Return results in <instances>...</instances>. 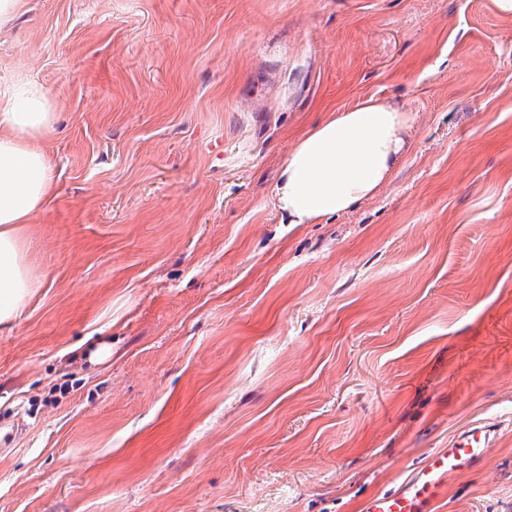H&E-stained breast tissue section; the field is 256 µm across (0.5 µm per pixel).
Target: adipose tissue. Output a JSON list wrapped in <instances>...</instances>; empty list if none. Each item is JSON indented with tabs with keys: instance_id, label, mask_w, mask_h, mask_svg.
Here are the masks:
<instances>
[{
	"instance_id": "adipose-tissue-1",
	"label": "adipose tissue",
	"mask_w": 512,
	"mask_h": 512,
	"mask_svg": "<svg viewBox=\"0 0 512 512\" xmlns=\"http://www.w3.org/2000/svg\"><path fill=\"white\" fill-rule=\"evenodd\" d=\"M0 95V326L19 315L39 278L28 259L27 226L55 183L44 141L56 131L52 95L12 76ZM412 117L374 97L330 113L300 135L275 186L291 224H314L349 211L389 178Z\"/></svg>"
}]
</instances>
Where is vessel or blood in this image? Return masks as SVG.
Returning a JSON list of instances; mask_svg holds the SVG:
<instances>
[{
	"label": "vessel or blood",
	"mask_w": 512,
	"mask_h": 512,
	"mask_svg": "<svg viewBox=\"0 0 512 512\" xmlns=\"http://www.w3.org/2000/svg\"><path fill=\"white\" fill-rule=\"evenodd\" d=\"M494 434L490 425H470L449 447L437 449L422 466L413 470L396 492L370 498L364 505L365 512H434L449 478L472 471L481 463Z\"/></svg>",
	"instance_id": "vessel-or-blood-1"
}]
</instances>
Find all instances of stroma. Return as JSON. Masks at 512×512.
I'll return each instance as SVG.
<instances>
[{"label":"stroma","mask_w":512,"mask_h":512,"mask_svg":"<svg viewBox=\"0 0 512 512\" xmlns=\"http://www.w3.org/2000/svg\"><path fill=\"white\" fill-rule=\"evenodd\" d=\"M58 102L43 275L0 328V512H362L472 423L438 512H512V14L496 0H27ZM412 112L388 182L287 223L335 109Z\"/></svg>","instance_id":"obj_1"}]
</instances>
